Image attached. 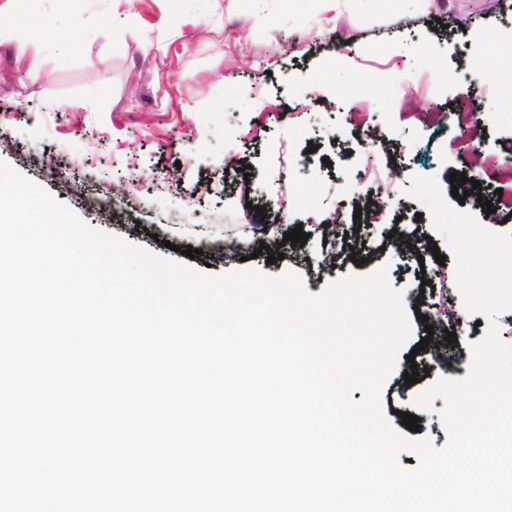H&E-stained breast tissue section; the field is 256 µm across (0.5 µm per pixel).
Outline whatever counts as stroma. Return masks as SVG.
I'll return each instance as SVG.
<instances>
[{
    "label": "stroma",
    "instance_id": "1",
    "mask_svg": "<svg viewBox=\"0 0 512 512\" xmlns=\"http://www.w3.org/2000/svg\"><path fill=\"white\" fill-rule=\"evenodd\" d=\"M468 0H131L112 19V0H16L0 16V160L44 188L90 228L209 276L256 270L303 276L310 293L353 273L388 267L394 288L412 298L421 277L430 305L454 309L456 343L448 357L470 361L485 326L468 313L455 284L448 243L434 233L423 205L407 195L415 175L434 176L449 192L450 174L479 164L505 179L512 155V85L486 58L512 44V0H483L465 27L437 20ZM35 16V45L19 55L10 32ZM353 34L356 46L326 41ZM37 84L22 82L29 64ZM484 102L480 159L464 154L444 112ZM72 107L61 110L63 102ZM59 157V172L42 165ZM247 163L257 190L245 207L225 164ZM181 167V189L153 172ZM125 182L122 198L111 186ZM374 194L391 202L365 239L347 245L375 252L360 270L317 274L322 225L337 211L353 221ZM265 215H258V208ZM302 228V248L262 235L261 218ZM160 228L151 236L148 225ZM436 242L444 264L420 268L414 257L382 250L388 229ZM263 239L276 263L253 255ZM209 248V261L185 249Z\"/></svg>",
    "mask_w": 512,
    "mask_h": 512
}]
</instances>
